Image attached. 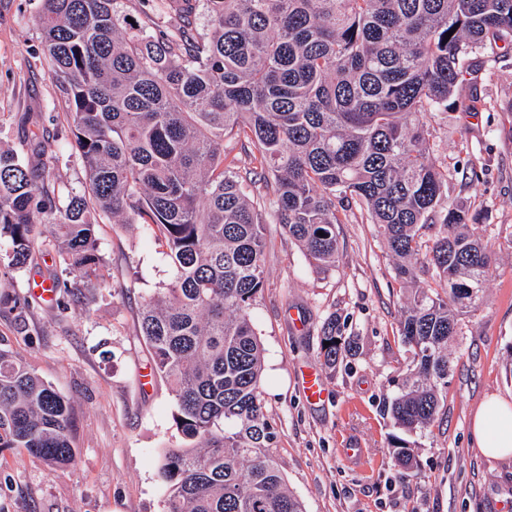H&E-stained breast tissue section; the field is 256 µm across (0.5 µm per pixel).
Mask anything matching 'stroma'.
Segmentation results:
<instances>
[{"label": "stroma", "instance_id": "35a3bbf8", "mask_svg": "<svg viewBox=\"0 0 512 512\" xmlns=\"http://www.w3.org/2000/svg\"><path fill=\"white\" fill-rule=\"evenodd\" d=\"M40 0H0V146L22 149L48 183L83 191L86 173L69 139L68 106L52 82L34 22ZM447 111L428 114L448 198L475 215L494 254L481 307L459 317L448 390L431 425L410 434L416 466L400 474L381 411L412 358L399 342L405 297L375 225L356 204L341 212L339 262L315 271L280 225L266 231L265 286L250 308L264 350L260 381L277 431L272 450L305 512H512V457L477 448L471 418L490 395L512 398V41L479 53ZM105 286L62 310L43 301L48 271L70 274L53 250L9 271L0 288V348L20 357L71 405L73 463L50 471L21 448H0V512H162L163 453L182 446L175 400L154 372L139 332L143 301L172 278L166 247L145 226L98 221ZM335 319L353 338L335 370L322 366L321 328ZM320 369L326 393H301V368ZM150 385H142L143 373ZM366 459L350 465V444Z\"/></svg>", "mask_w": 512, "mask_h": 512}]
</instances>
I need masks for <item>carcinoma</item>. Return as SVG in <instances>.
<instances>
[{
    "mask_svg": "<svg viewBox=\"0 0 512 512\" xmlns=\"http://www.w3.org/2000/svg\"><path fill=\"white\" fill-rule=\"evenodd\" d=\"M120 2L41 0L42 50L87 186L52 187L0 148L7 266L35 262L38 217L80 274L100 261L96 213L157 229L174 277L144 302L139 331L188 441L161 459L162 512H304L265 452L277 432L249 309L265 282L266 205L318 272L339 261L344 203L379 227L413 363L385 410L406 433L429 426L459 313L482 304L492 254L448 202L424 118L448 111L477 53L512 37V0H181L166 24L136 30L121 25ZM228 142L256 166L241 173ZM421 273L431 282L418 285ZM48 280L63 309L70 288L103 287ZM321 341L328 370L352 350L334 318ZM70 428L69 401L0 348V448L64 468ZM390 447L401 469L414 466L406 439Z\"/></svg>",
    "mask_w": 512,
    "mask_h": 512,
    "instance_id": "cac0c4a2",
    "label": "carcinoma"
}]
</instances>
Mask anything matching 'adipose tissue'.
Masks as SVG:
<instances>
[{
	"label": "adipose tissue",
	"mask_w": 512,
	"mask_h": 512,
	"mask_svg": "<svg viewBox=\"0 0 512 512\" xmlns=\"http://www.w3.org/2000/svg\"><path fill=\"white\" fill-rule=\"evenodd\" d=\"M472 432L485 456H512V401L488 396L473 415Z\"/></svg>",
	"instance_id": "ef3b65f1"
}]
</instances>
